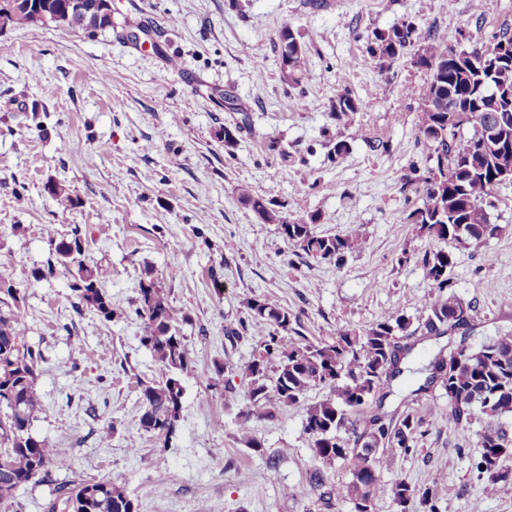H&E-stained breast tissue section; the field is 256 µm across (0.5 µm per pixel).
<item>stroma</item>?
<instances>
[{"label": "stroma", "instance_id": "stroma-1", "mask_svg": "<svg viewBox=\"0 0 512 512\" xmlns=\"http://www.w3.org/2000/svg\"><path fill=\"white\" fill-rule=\"evenodd\" d=\"M112 17L153 22L152 45L53 24L0 33V269L23 301L29 345L44 356L30 432L69 462L0 501V512H47L56 484L98 479L123 487L138 512H353L324 496L350 473L345 461L315 455L301 409L252 421V442L239 431L250 396L238 369L270 329L249 322L252 298L288 309L312 343L365 332L388 314L407 320L402 340L413 352L384 410L421 418L423 434L409 455L378 454L371 512H396L391 485L431 474L437 512H512V494L488 493L470 466L480 453L474 433L437 414L448 404L443 390L419 389L448 346L512 336V187L490 212L496 233L453 252L450 276L476 306L474 328L426 335L418 318L431 288L421 258L445 243L404 220L400 185L403 175L418 186L427 174L416 123L428 74L414 64L421 45L387 73L367 52L368 35L405 20L430 36L464 31L473 44L512 32V0L482 11L475 0H339L323 9L305 0H112ZM285 26L308 48L296 88L282 81L273 47ZM343 82L367 106L335 121L331 100ZM241 111L251 126L226 150L224 129ZM372 137L387 151L372 150ZM336 139L350 152L335 162ZM50 181L78 205L61 208ZM244 188L282 214L319 215L316 233L356 227L364 245L339 265L309 258L243 203ZM76 229L119 311L111 322L77 310L62 273L32 277L50 256L49 237ZM147 268L187 316L179 333L189 365L169 443L139 426L136 381L158 370L135 315ZM242 323L243 336L231 337Z\"/></svg>", "mask_w": 512, "mask_h": 512}]
</instances>
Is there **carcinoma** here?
Returning a JSON list of instances; mask_svg holds the SVG:
<instances>
[{"instance_id":"cac0c4a2","label":"carcinoma","mask_w":512,"mask_h":512,"mask_svg":"<svg viewBox=\"0 0 512 512\" xmlns=\"http://www.w3.org/2000/svg\"><path fill=\"white\" fill-rule=\"evenodd\" d=\"M11 2L14 29L43 24L35 18L37 5L51 15L78 3L82 10L73 13V28L91 32L114 29L112 17L102 10L101 0ZM393 37L403 50L424 35L412 21L374 32L369 53L384 71L391 70L397 61L390 51ZM462 39L460 33L430 38L417 56L416 65L429 72L417 126L428 151L427 160L434 161V166L428 169L423 188L413 190L415 200L407 197L405 205L406 220L418 225L420 232L464 246L478 244L496 231L488 210L496 208L501 186L493 179L501 166L512 169V34H494L491 41L470 48L461 47ZM276 45L279 59L287 60V66L281 68L284 83L299 84L307 66L302 36H291L285 26L278 33ZM505 46L509 50L499 58L496 69L490 71L482 66L484 55ZM364 105L363 99L341 85L331 101V116L339 121ZM466 125L473 133L463 138L460 129ZM249 126V115L244 113L234 126L224 127V147L233 148L237 133ZM48 192L64 209L76 204L61 184L50 185ZM240 196L262 221L279 224L285 239L308 257L339 263L362 247L361 238L353 231L317 234L313 224L319 221L318 215L299 213L288 218L246 189L241 190ZM47 235L55 262H47L45 271H33V278L41 279L53 273V264L60 265L62 273L70 277L69 288L79 304L101 320L112 321L116 310L100 284L97 267L87 260L80 233L75 230L71 240L58 243L53 230H47ZM422 264L433 288L421 311L426 334H466L474 325L477 310L454 292L449 276L452 253L439 250L426 254ZM145 274L149 281L140 288L136 314L141 319V341L156 358L159 372L156 377L139 382V423L144 431L162 435L167 442L176 434L180 418L182 389L177 373L188 367L184 337L177 331L185 314L166 300L152 272L147 270ZM248 310L254 321H266L284 332L290 330L292 319L285 308L265 299H252ZM23 318L24 310L9 276L1 271L0 452L6 463L0 465V501L10 499L33 479L48 476L50 469L67 466L57 449L29 433L30 422L41 409L35 379L44 357L27 345L20 328ZM406 326L405 319L389 315L363 335L346 330L335 341L318 344L287 341L277 332L270 334L264 341L263 353L242 368L251 385L252 409L241 416L239 423L246 443L252 444V418L272 419L280 408L296 406L305 413V428L315 438V454L325 461H348L351 479L330 487L326 494L352 502H372L379 486L376 451L382 448L401 455L414 452L423 425L410 413L397 419L379 412L367 414L373 405L382 403V386L404 372L402 364L410 348L400 344L396 331ZM459 354L464 357L461 365L450 354L435 357L417 391L440 386L448 396V418L463 430L471 428L477 408L491 418L512 413V336H500L474 350L463 345ZM318 386L330 387V395L316 403H306L307 391ZM348 425L359 432L358 448L347 447L338 435ZM476 435L481 452L473 468L485 487L512 488V474L502 466L505 456L512 452V438L491 428ZM436 488V479L430 476L417 485L397 482L391 486L390 496L398 512L415 508L436 512ZM61 504L62 512H136L125 490L105 480L59 486L49 512H57Z\"/></svg>"}]
</instances>
